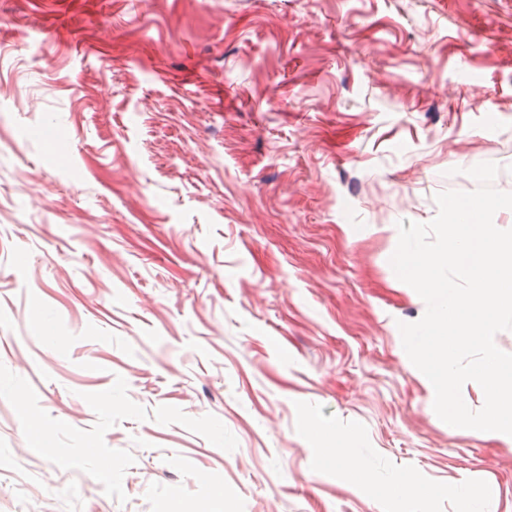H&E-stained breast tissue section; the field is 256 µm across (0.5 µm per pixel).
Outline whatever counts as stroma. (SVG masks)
I'll use <instances>...</instances> for the list:
<instances>
[{
	"label": "stroma",
	"instance_id": "stroma-1",
	"mask_svg": "<svg viewBox=\"0 0 512 512\" xmlns=\"http://www.w3.org/2000/svg\"><path fill=\"white\" fill-rule=\"evenodd\" d=\"M485 162L512 0H0V512H512L389 262ZM353 440L352 435H344L336 431L327 448H320L317 455V463H336L352 471H358L356 452L352 446ZM399 512H420L426 493L409 478L393 483L389 488Z\"/></svg>",
	"mask_w": 512,
	"mask_h": 512
}]
</instances>
